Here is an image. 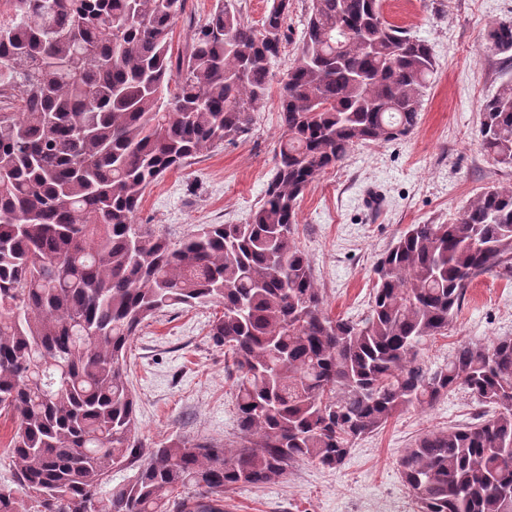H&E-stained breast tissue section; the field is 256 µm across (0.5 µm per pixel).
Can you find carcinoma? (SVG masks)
<instances>
[{
  "mask_svg": "<svg viewBox=\"0 0 512 512\" xmlns=\"http://www.w3.org/2000/svg\"><path fill=\"white\" fill-rule=\"evenodd\" d=\"M186 0H0V419L13 467L0 512H200L303 461L344 465L396 414L464 389L472 421L399 459L418 512H512V338L425 360L474 281L512 278V187L381 254L367 311L328 313L296 237L301 195L351 150L407 137L435 71L382 0H311L281 80L263 202L243 224L172 242L136 212L169 171L248 133L287 42L292 0L261 25L220 4L173 55ZM512 64V21L490 32ZM481 145L512 168V83L481 109ZM222 307L238 441L144 448L129 343L157 313ZM133 470L111 486L112 472ZM108 492H103V488Z\"/></svg>",
  "mask_w": 512,
  "mask_h": 512,
  "instance_id": "1",
  "label": "carcinoma"
}]
</instances>
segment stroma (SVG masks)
<instances>
[{"label":"stroma","instance_id":"35a3bbf8","mask_svg":"<svg viewBox=\"0 0 512 512\" xmlns=\"http://www.w3.org/2000/svg\"><path fill=\"white\" fill-rule=\"evenodd\" d=\"M218 3L187 0L173 30L174 53L186 51ZM308 5L293 0L287 58L274 66L276 80L250 132L166 173L144 194L138 223L178 239L199 224L243 223L261 204L281 135L279 78L298 48ZM383 14L429 44L437 72L412 134L355 147L299 201L297 239L335 316L366 311L374 263L407 225L447 223L485 188L512 185V169L489 159L480 137L483 102L512 79V65L489 39L495 23L512 20V0H383ZM215 312L178 307L132 339L127 369L144 447L178 437L233 443L234 387L224 350L208 335ZM503 336H512V281L488 273L474 281L448 334L428 341L426 357L437 365L459 342ZM470 417L468 394L452 392L358 440L340 469L294 464L278 483L225 493L223 512H417L398 471L402 451L419 435Z\"/></svg>","mask_w":512,"mask_h":512}]
</instances>
